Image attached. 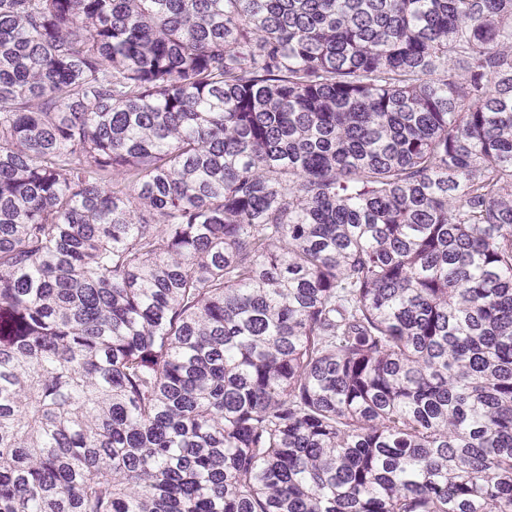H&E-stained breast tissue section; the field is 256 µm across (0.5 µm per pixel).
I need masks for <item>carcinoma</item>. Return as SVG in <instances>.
Here are the masks:
<instances>
[{"label":"carcinoma","instance_id":"1","mask_svg":"<svg viewBox=\"0 0 512 512\" xmlns=\"http://www.w3.org/2000/svg\"><path fill=\"white\" fill-rule=\"evenodd\" d=\"M0 512H512V0H0Z\"/></svg>","mask_w":512,"mask_h":512}]
</instances>
